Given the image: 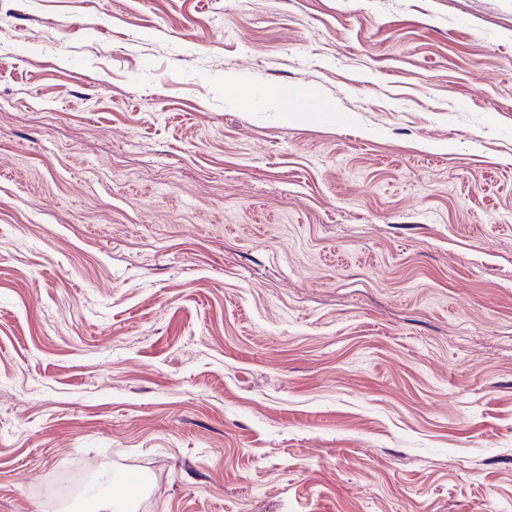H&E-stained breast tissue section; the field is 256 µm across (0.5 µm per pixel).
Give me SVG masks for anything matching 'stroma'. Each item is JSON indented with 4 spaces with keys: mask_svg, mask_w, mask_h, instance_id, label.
Returning <instances> with one entry per match:
<instances>
[{
    "mask_svg": "<svg viewBox=\"0 0 512 512\" xmlns=\"http://www.w3.org/2000/svg\"><path fill=\"white\" fill-rule=\"evenodd\" d=\"M78 482L512 512V0H0V512ZM280 112L284 120L293 118L297 112H303L299 107L301 99L310 98V93L303 88H280L277 92Z\"/></svg>",
    "mask_w": 512,
    "mask_h": 512,
    "instance_id": "stroma-1",
    "label": "stroma"
}]
</instances>
